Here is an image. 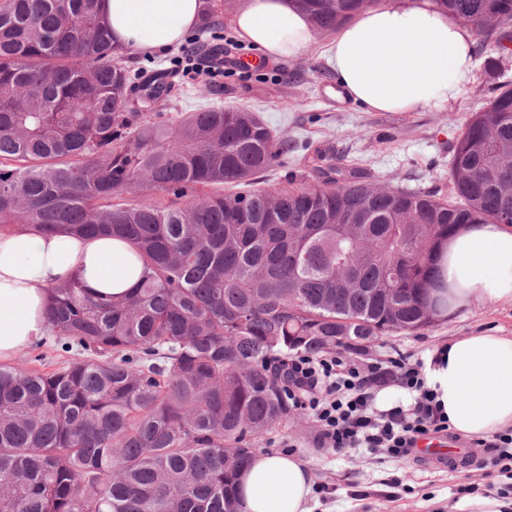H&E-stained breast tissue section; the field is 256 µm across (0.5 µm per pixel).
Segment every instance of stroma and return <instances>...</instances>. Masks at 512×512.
Wrapping results in <instances>:
<instances>
[{
    "instance_id": "35a3bbf8",
    "label": "stroma",
    "mask_w": 512,
    "mask_h": 512,
    "mask_svg": "<svg viewBox=\"0 0 512 512\" xmlns=\"http://www.w3.org/2000/svg\"><path fill=\"white\" fill-rule=\"evenodd\" d=\"M241 2L227 0L221 26L195 29L166 56L127 54L131 72L171 71L174 91L155 108L161 119L222 103L257 112L288 144L264 177L271 190L311 178L319 149L339 158L344 169L366 171L376 185L449 196L456 138L472 113L483 109L498 88L512 84V55L490 46L476 48L474 77L461 86L452 108L424 112H369L340 101L325 56L326 35L316 37L301 59L264 64L254 62V49L242 43L234 54L248 62V69L199 75V68L210 63L209 49L233 39L231 22ZM487 332L512 336V307L476 303L421 333L383 337L368 355L399 354L416 361L448 340ZM256 448L261 453L291 450L308 464L314 512H459L460 486L475 485L480 496L489 490L512 492L511 474L490 475L482 468L481 449H471L470 463L453 469L412 455L393 459L363 449L335 452L319 447L317 428L305 415L265 435Z\"/></svg>"
}]
</instances>
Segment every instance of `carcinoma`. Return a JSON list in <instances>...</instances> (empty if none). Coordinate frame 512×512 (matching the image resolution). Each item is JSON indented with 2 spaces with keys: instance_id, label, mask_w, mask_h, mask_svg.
I'll use <instances>...</instances> for the list:
<instances>
[{
  "instance_id": "obj_1",
  "label": "carcinoma",
  "mask_w": 512,
  "mask_h": 512,
  "mask_svg": "<svg viewBox=\"0 0 512 512\" xmlns=\"http://www.w3.org/2000/svg\"><path fill=\"white\" fill-rule=\"evenodd\" d=\"M300 2L319 35L381 0ZM437 4L509 50L512 0ZM142 78L136 97L101 0H0V232L109 235L143 266L110 300L50 289L54 343L78 358L0 365V512H242L251 441L303 414L289 358L433 326L448 237L509 223L510 87L458 135L448 201L333 164L260 188L282 150L260 116L155 121L170 73ZM144 189L170 199L121 202Z\"/></svg>"
}]
</instances>
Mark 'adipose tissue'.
<instances>
[{
    "label": "adipose tissue",
    "mask_w": 512,
    "mask_h": 512,
    "mask_svg": "<svg viewBox=\"0 0 512 512\" xmlns=\"http://www.w3.org/2000/svg\"><path fill=\"white\" fill-rule=\"evenodd\" d=\"M112 42L127 52L165 53L200 22L206 0H101ZM237 37L271 60L306 55L314 33L296 0H245L232 20ZM339 94L372 112L452 106L473 76L474 34L435 0H388L340 28L326 49ZM449 311L479 302L512 306V232L472 224L441 257ZM131 245L111 237L0 233V360L50 335L49 290L80 281L95 295H121L139 280ZM424 377L451 431L486 440L512 428V336L479 333L426 352ZM243 512H312L309 467L289 453H262L239 475Z\"/></svg>",
    "instance_id": "ef3b65f1"
}]
</instances>
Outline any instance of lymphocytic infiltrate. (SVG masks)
Returning a JSON list of instances; mask_svg holds the SVG:
<instances>
[{
	"label": "lymphocytic infiltrate",
	"mask_w": 512,
	"mask_h": 512,
	"mask_svg": "<svg viewBox=\"0 0 512 512\" xmlns=\"http://www.w3.org/2000/svg\"><path fill=\"white\" fill-rule=\"evenodd\" d=\"M285 375L288 398L317 424L321 447L378 449L403 458L420 439L448 433V420L425 384L421 363L400 357L365 362L324 353L291 359ZM392 385L412 392L411 404L376 410V393Z\"/></svg>",
	"instance_id": "obj_1"
}]
</instances>
